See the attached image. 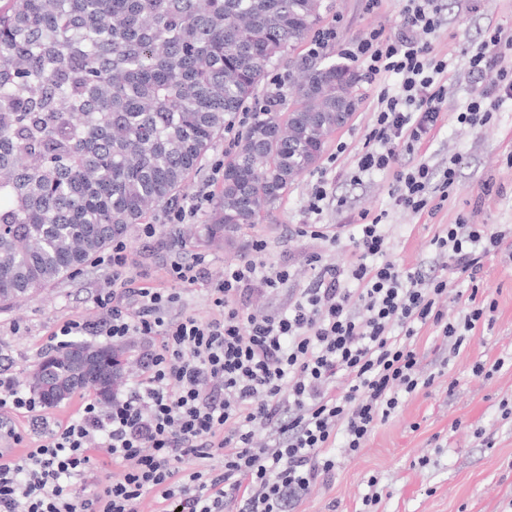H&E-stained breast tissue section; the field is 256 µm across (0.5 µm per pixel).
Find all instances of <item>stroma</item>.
<instances>
[{"label": "stroma", "mask_w": 512, "mask_h": 512, "mask_svg": "<svg viewBox=\"0 0 512 512\" xmlns=\"http://www.w3.org/2000/svg\"><path fill=\"white\" fill-rule=\"evenodd\" d=\"M444 23L432 40L435 54L448 61L451 87L444 118L414 154L403 162L427 161L441 167L458 157L454 191L435 214H415L393 208L389 196L391 179L376 173L360 183L350 180L356 152L362 149L373 122L376 98L382 88L397 90L400 80L390 74L368 82L362 63L353 68L359 80L352 90L355 110L348 122L325 144L318 163L300 176L279 202L274 222L250 224L220 241L208 238L205 227L210 211H201L175 233L160 231L145 239L130 231L131 272L138 285L170 287L165 259L171 241L186 249L207 254L209 271L184 295L186 311L206 316L210 279L225 265L250 255L252 240L264 239L270 261L290 266L294 277L272 293L256 289L240 300L246 309H287L296 288L312 274L309 259L320 253L344 262L348 241L328 246L322 241L299 237L292 225L309 220L307 194L319 177H327L332 195L317 218L322 224H352L359 213L384 215L391 238L390 255L407 268H430V241L459 219L472 224L512 225V99L503 100L493 120L470 129L457 121L477 85L468 75L467 49L477 46L494 27L512 32V0H444ZM321 26L337 29L333 44L320 52L321 63H342L344 48L371 30L396 34L401 25L397 0H381L369 7L368 0H324ZM347 150L337 154L338 143ZM490 194H482L484 183ZM109 265L93 261L84 271L39 291L16 305L0 308V364L10 367L21 389H29L32 370L49 351L53 330L69 319L90 322L100 317L92 296L103 287ZM481 292L494 299L497 308L490 321L481 323L460 351L444 344L435 329L422 328L415 339L425 373L434 374L430 388L403 396L401 405L387 421L379 423L364 448L342 459L335 475L319 485L303 502L299 512H360L366 495L379 494L376 512H512V241L488 257ZM503 360L504 366L488 376H474L478 362Z\"/></svg>", "instance_id": "1"}]
</instances>
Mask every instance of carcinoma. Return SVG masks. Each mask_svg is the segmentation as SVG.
Wrapping results in <instances>:
<instances>
[{
	"instance_id": "carcinoma-1",
	"label": "carcinoma",
	"mask_w": 512,
	"mask_h": 512,
	"mask_svg": "<svg viewBox=\"0 0 512 512\" xmlns=\"http://www.w3.org/2000/svg\"><path fill=\"white\" fill-rule=\"evenodd\" d=\"M323 0H6L0 7V305L85 267L197 172ZM224 160L206 232L270 221L354 99L345 64H299ZM72 390L60 363L36 369Z\"/></svg>"
}]
</instances>
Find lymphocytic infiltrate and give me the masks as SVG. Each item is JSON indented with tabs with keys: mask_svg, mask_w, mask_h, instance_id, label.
<instances>
[{
	"mask_svg": "<svg viewBox=\"0 0 512 512\" xmlns=\"http://www.w3.org/2000/svg\"><path fill=\"white\" fill-rule=\"evenodd\" d=\"M400 13L397 36L375 29L345 50L366 62L369 80L400 78L398 92L385 88L377 97L353 179L390 174L394 206L419 214L446 201L457 177L452 164L438 172L402 162L444 115L448 63L431 42L443 22L442 0H400ZM469 75L481 89L457 121L476 128L512 98V34L488 30L470 52ZM211 199L202 183L188 205L164 209L161 224L140 225V236L185 223ZM347 237V261L313 256L312 276L284 313L238 305L252 287L274 292L292 278L289 267L267 260L266 242L254 240L249 258L212 278L205 318L178 310L205 255L175 249L166 265L172 287L131 288L128 244L114 239L112 278L94 300L100 319L65 321L50 344L139 337L153 348L140 357L127 394L103 408L77 392L78 412L65 420L49 416L39 397L0 368V409L41 431L34 447L0 460V512H145L149 502H178L184 512H296L335 474L336 439L345 455H356L398 409L400 393L432 386L412 345L419 329L433 326L457 350L495 309L472 294L452 321L443 302L460 277L479 280L485 259L512 239V225H449L431 241L430 275L388 258L381 217L361 216Z\"/></svg>",
	"mask_w": 512,
	"mask_h": 512,
	"instance_id": "f902f5d3",
	"label": "lymphocytic infiltrate"
}]
</instances>
